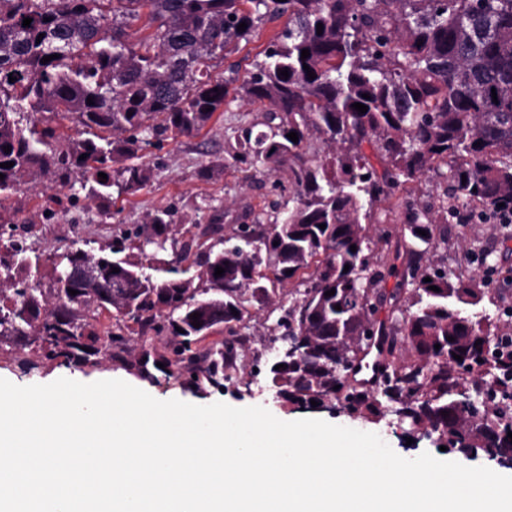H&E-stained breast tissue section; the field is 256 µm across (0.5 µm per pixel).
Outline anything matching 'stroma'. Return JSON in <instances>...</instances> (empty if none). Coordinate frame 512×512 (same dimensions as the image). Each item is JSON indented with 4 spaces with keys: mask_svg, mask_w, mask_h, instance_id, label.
Instances as JSON below:
<instances>
[{
    "mask_svg": "<svg viewBox=\"0 0 512 512\" xmlns=\"http://www.w3.org/2000/svg\"><path fill=\"white\" fill-rule=\"evenodd\" d=\"M284 25L283 20L259 25L249 40L240 42L237 51L219 62L212 71L214 79H223L228 69H238L240 75L252 71L255 63L263 61L264 51L273 42ZM265 114L255 105L234 100L223 111L215 113L209 123L196 135L168 139L161 145H148L142 151L144 161L153 169L151 182L135 194L113 198V208L119 209L118 219L105 218L97 202L87 196L80 176L69 179L76 197V207L67 214L50 220L45 216V206L51 197L59 195L61 186L51 179L21 183L4 201L0 202V224L24 223L28 247L45 255L40 268L42 286L52 282V265L49 255L68 247L84 245L98 249L117 239L124 230L143 227L149 213L159 208H174L172 231L178 240H193L194 253L208 251L214 239L206 234L212 208L224 209L222 235L233 234L235 217L245 208L260 213L263 223L274 219L268 209L269 201L277 197L274 184H287L288 173L281 170L272 174L259 173L254 179L244 180L241 172L232 165L231 155L236 145L239 128L251 126L263 129ZM211 168V176H202L204 168ZM375 219L367 225L366 232L374 247L372 259L390 260L386 239L403 237L404 226L400 211L391 210L389 202L382 201L374 207ZM287 289H278L270 305L251 309L246 320V333L252 348L258 349L271 343L274 327L288 302ZM173 338L162 333L155 338L154 352H145L137 336L113 344L109 354L90 357L82 365L63 359H47L36 337L26 343L11 339L0 340V378L18 386L48 384L62 377L77 376L80 382L121 379L140 388L159 400L178 399L196 405L222 402L233 407L262 406L283 421L305 418L378 434L398 455L413 459L429 453L440 460H452L463 465L496 468L497 463L486 455L469 456L455 449L439 450L432 438L423 433L411 432L408 424L397 416L388 415L371 423L349 416L339 406L326 403L322 407L300 408L285 403L266 373L245 369L238 380L225 387L203 384L194 388L189 376L174 377L159 368L157 360L166 353Z\"/></svg>",
    "mask_w": 512,
    "mask_h": 512,
    "instance_id": "stroma-1",
    "label": "stroma"
}]
</instances>
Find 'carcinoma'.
I'll use <instances>...</instances> for the list:
<instances>
[{
    "instance_id": "1",
    "label": "carcinoma",
    "mask_w": 512,
    "mask_h": 512,
    "mask_svg": "<svg viewBox=\"0 0 512 512\" xmlns=\"http://www.w3.org/2000/svg\"><path fill=\"white\" fill-rule=\"evenodd\" d=\"M282 17L266 60L242 85L212 79V61ZM232 93L267 112L264 130L239 129L237 171L249 179L288 170V198L270 203L273 222L250 209L238 215L234 233L218 239L224 248L197 262L202 286L193 288L181 267L193 242L169 237L173 213L158 209L136 233L137 249L172 250L167 276L119 257L126 237L108 254L70 248L52 258L55 271L91 266L97 278L54 279L51 310L31 280L41 255L12 249L0 256V284L11 291L0 292V338L36 336L46 357L77 364L99 352L102 332L112 343L168 330L179 337L164 358L170 373L218 384L246 358L245 303L262 309L286 283L291 302L275 330L295 353L265 363L284 402L334 400L366 420L393 413L439 446L512 467V412L497 405L512 398V333L475 312L491 290L512 294V265L464 232L457 246L478 253L480 270L463 279L434 260L448 243V219L465 226L512 211V0H0V164L13 163L0 167V198L26 176L52 174L64 185L79 173L88 198L107 202L102 214L114 219L112 189L134 194L151 180L142 145L200 131ZM25 113L35 115L27 126ZM59 117L92 137L64 136ZM313 132L338 150L324 159L310 153ZM429 173L438 205L403 201L409 241L395 246L392 263L371 262L364 225L374 204ZM220 324L224 343L198 346ZM377 336L383 370L367 389L349 378Z\"/></svg>"
}]
</instances>
